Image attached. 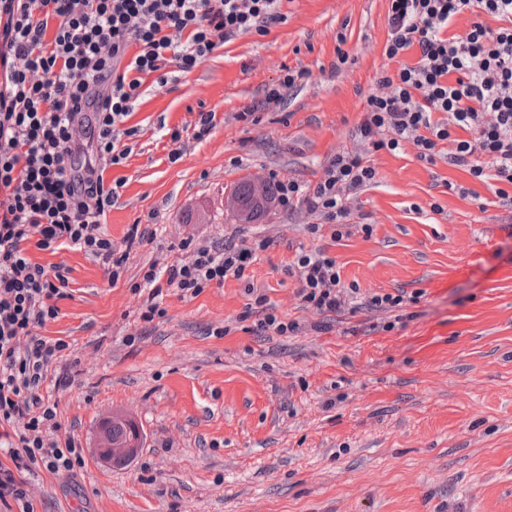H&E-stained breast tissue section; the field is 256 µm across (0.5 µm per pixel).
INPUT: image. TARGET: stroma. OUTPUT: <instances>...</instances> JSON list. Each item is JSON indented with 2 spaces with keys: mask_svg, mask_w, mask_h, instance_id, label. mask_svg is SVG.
Returning <instances> with one entry per match:
<instances>
[{
  "mask_svg": "<svg viewBox=\"0 0 512 512\" xmlns=\"http://www.w3.org/2000/svg\"><path fill=\"white\" fill-rule=\"evenodd\" d=\"M389 7L282 0L287 20L268 34L236 37L178 81L145 83L127 120L141 133L105 174L121 185L105 229L118 246L134 224L155 225L156 236L114 285L80 251H30L71 270L73 296L42 333L74 345L78 364L54 398L62 433L86 451L77 482L30 476L36 512H512V212L494 205L493 187L446 158L420 161L410 143L369 151L377 182L351 207L373 232L329 253L361 293H419L410 319L389 331L364 311L315 330L319 315L301 308L285 271L298 246L317 244L303 231L310 216L270 204L246 223L232 195L264 170L316 183L335 151L357 149L365 97L419 56L384 57ZM287 67L304 78L264 105ZM252 106L257 123L237 120ZM201 110L216 114L211 136L172 146L164 128ZM187 225L214 240L236 230L272 237L250 283L301 331L248 332L239 317L252 294L232 278L191 300L164 293L165 316L144 324L133 286ZM116 413L143 433L124 467L93 453L100 420Z\"/></svg>",
  "mask_w": 512,
  "mask_h": 512,
  "instance_id": "35a3bbf8",
  "label": "stroma"
}]
</instances>
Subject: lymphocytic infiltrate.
<instances>
[{
	"label": "lymphocytic infiltrate",
	"instance_id": "lymphocytic-infiltrate-1",
	"mask_svg": "<svg viewBox=\"0 0 512 512\" xmlns=\"http://www.w3.org/2000/svg\"><path fill=\"white\" fill-rule=\"evenodd\" d=\"M383 53L399 58L417 48L416 64L384 77L383 93L369 95L353 129L358 142L401 152L413 144L434 162L449 142L448 163L480 183L496 182L503 208H512V0H389ZM281 0H0V512H35L26 475L47 471L77 477L83 449L60 436L52 394L64 379L54 364L72 354L70 342L43 336L71 298L70 270L44 266L31 249L67 246L99 262L118 283L130 251L149 240L131 225L116 246L103 224L116 197L108 167L124 163L136 136L126 126L147 78L167 84V66L189 74L224 43L247 33L266 34L285 22ZM474 15L465 36H448L456 16ZM498 20L490 28L484 17ZM378 176L366 153L342 150L328 159L313 185L254 177L256 196L277 209L307 213L312 237L351 236L352 192ZM271 237L219 244L189 234L174 258L144 266L134 291H147L140 318L164 317V288L193 299L227 278L248 281V270ZM286 272L298 282L303 309L327 317L346 307L370 314L416 303L405 293L361 297L345 285L325 247H298ZM244 318L260 336L297 333L300 325L277 315L265 295Z\"/></svg>",
	"mask_w": 512,
	"mask_h": 512
}]
</instances>
